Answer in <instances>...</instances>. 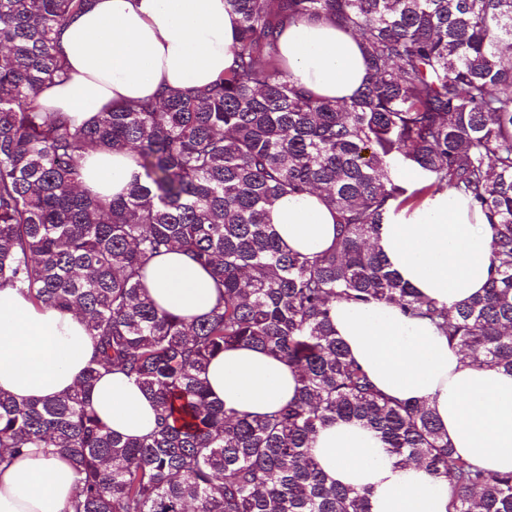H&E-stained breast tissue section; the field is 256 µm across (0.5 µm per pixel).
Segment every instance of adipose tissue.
Returning a JSON list of instances; mask_svg holds the SVG:
<instances>
[{
    "label": "adipose tissue",
    "mask_w": 512,
    "mask_h": 512,
    "mask_svg": "<svg viewBox=\"0 0 512 512\" xmlns=\"http://www.w3.org/2000/svg\"><path fill=\"white\" fill-rule=\"evenodd\" d=\"M238 27L224 0H89L63 31L69 79L44 86L36 102L83 124L165 88L207 86L231 65ZM279 49L294 79L321 98L352 97L368 76L358 39L328 22L287 27ZM80 165L82 190L101 197L124 193L138 171L128 150L86 153ZM269 219L284 244L302 253L329 249L336 238L335 213L316 193L280 199ZM378 244L404 281L449 307L481 292L489 278L483 218L455 196L423 203L407 222L382 225ZM145 285L160 306L187 319L208 314L216 301L209 273L176 250L147 266ZM332 321L380 390L426 403L457 455L490 473L512 471V373L479 366L432 324L393 305L336 301ZM91 354L77 315L0 287V391L19 401L58 396L80 380ZM205 377L214 398L251 415L274 412L297 394L288 364L254 347L225 350ZM91 404L123 436L155 426L153 399L122 374L102 373ZM311 451L330 479L369 490L372 512H447V485L415 464L397 465L373 430L328 426ZM76 485L67 459L32 451L0 465V512H64Z\"/></svg>",
    "instance_id": "1"
}]
</instances>
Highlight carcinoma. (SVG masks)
Listing matches in <instances>:
<instances>
[{"label":"carcinoma","instance_id":"obj_1","mask_svg":"<svg viewBox=\"0 0 512 512\" xmlns=\"http://www.w3.org/2000/svg\"><path fill=\"white\" fill-rule=\"evenodd\" d=\"M87 2L0 0V285L79 315L93 343L70 391L0 392V464L32 448L66 457L78 476L66 512H371L369 491L328 482L311 453L320 429L358 423L397 464L447 483L448 512H512V473L455 454L425 404L378 390L331 318L335 301L392 304L512 372V0H225L240 32L223 77L77 126L35 99L69 78L62 33ZM303 21L360 40L369 78L356 96L316 97L293 79L279 38ZM99 150L136 153L125 193L81 191L79 159ZM398 160L421 172L414 189L396 183ZM317 191L336 239L302 254L266 216ZM448 192L478 208L490 240L482 293L450 308L377 244L390 216ZM175 249L218 291L191 322L145 293L147 264ZM241 346L288 363L297 399L250 415L211 398L210 361ZM103 370L155 401L150 434L126 438L97 416Z\"/></svg>","mask_w":512,"mask_h":512}]
</instances>
